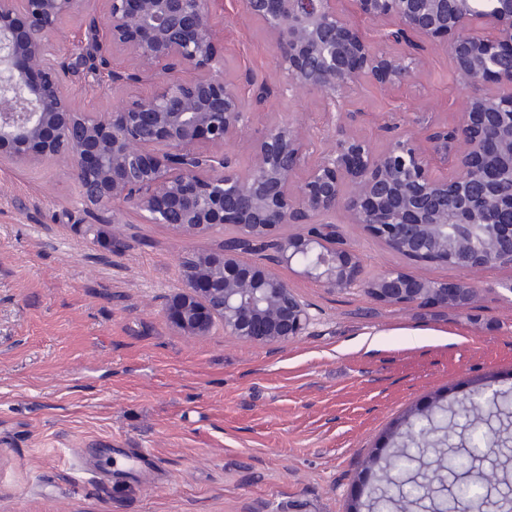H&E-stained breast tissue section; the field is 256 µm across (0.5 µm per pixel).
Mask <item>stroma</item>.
<instances>
[{"label":"stroma","instance_id":"35a3bbf8","mask_svg":"<svg viewBox=\"0 0 512 512\" xmlns=\"http://www.w3.org/2000/svg\"><path fill=\"white\" fill-rule=\"evenodd\" d=\"M224 75L239 82L250 127L228 146L239 166L274 121L305 123L318 144L357 136L383 149L403 113L455 126L468 91L446 50L412 47L407 84L368 83L327 123L312 94L275 92L278 59L241 0H214ZM272 92L255 101L246 75ZM79 107L107 111L149 82L99 94L74 82ZM365 276L400 267L431 281L464 270L415 263L336 218ZM122 239L123 248L112 245ZM185 242L136 210L85 207L65 164L0 165V512H366L376 459L404 442L432 403L460 413L482 387H512V268L477 276L469 311L331 293L279 266L315 322L285 345L258 347L217 327L188 338L163 308Z\"/></svg>","mask_w":512,"mask_h":512}]
</instances>
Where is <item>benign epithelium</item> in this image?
Listing matches in <instances>:
<instances>
[{"label":"benign epithelium","instance_id":"benign-epithelium-1","mask_svg":"<svg viewBox=\"0 0 512 512\" xmlns=\"http://www.w3.org/2000/svg\"><path fill=\"white\" fill-rule=\"evenodd\" d=\"M0 0V164L69 166L82 202L129 204L145 224L184 240L218 233L221 248L182 256L181 286L164 308L182 335H224L256 345L306 333L310 307L276 272L299 274L329 291L358 288L394 306L439 304L467 310L472 282L417 279L399 268L363 274L356 250L339 246L336 211L392 252L414 262L468 271L512 268V0H352L374 24L369 35L341 0H243L279 60L284 94L313 93L327 121L362 83L402 84L415 67L390 46L415 37L448 51L455 78L472 90L459 125L433 127L407 113L382 151L359 138L319 150L296 120L271 123L239 168L224 151L249 125L239 87L224 77L210 0ZM80 18V52L62 57L52 37ZM128 64L112 66V53ZM148 77L152 93L106 112L77 107L75 78L114 93ZM455 155L439 174L419 145ZM308 224L305 232H290Z\"/></svg>","mask_w":512,"mask_h":512}]
</instances>
